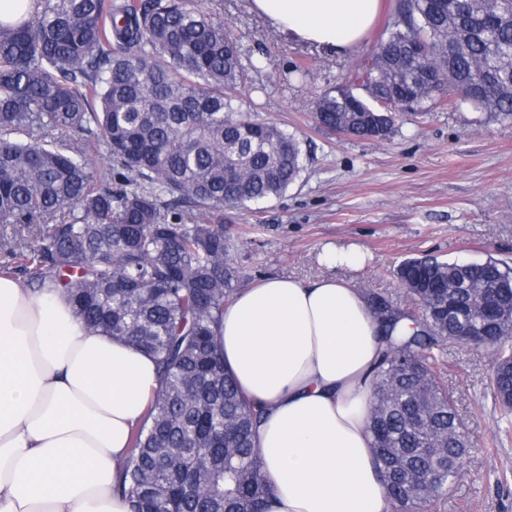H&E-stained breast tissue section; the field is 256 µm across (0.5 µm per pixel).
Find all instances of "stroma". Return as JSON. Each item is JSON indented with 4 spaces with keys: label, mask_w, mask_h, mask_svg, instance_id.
Segmentation results:
<instances>
[{
    "label": "stroma",
    "mask_w": 512,
    "mask_h": 512,
    "mask_svg": "<svg viewBox=\"0 0 512 512\" xmlns=\"http://www.w3.org/2000/svg\"><path fill=\"white\" fill-rule=\"evenodd\" d=\"M397 0L360 42L328 53L284 37L249 0H204L245 53L260 60L254 85L239 89L245 112L288 125L310 148L307 172L283 196L250 210H225L230 258L242 286L322 274L327 244L362 245L370 254L358 287L414 307L393 277L403 260L430 254L448 262L494 257L512 265V118L467 106L400 113L388 139H357L320 127V94L344 84L374 51ZM442 377L463 423L466 455L433 512H512V416H503L488 381L490 351L446 343Z\"/></svg>",
    "instance_id": "obj_1"
}]
</instances>
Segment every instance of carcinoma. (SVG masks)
<instances>
[{
  "mask_svg": "<svg viewBox=\"0 0 512 512\" xmlns=\"http://www.w3.org/2000/svg\"><path fill=\"white\" fill-rule=\"evenodd\" d=\"M394 16L374 67L317 99V124L386 139L398 113L446 96L512 116V0H398ZM259 70L199 0H38L0 23V224L46 226L24 247L3 244L0 270L62 289L85 327L145 348L161 374L122 466L130 512H266L273 495L253 441L263 411L216 341L243 277L224 208L277 199L307 170L296 132L235 104ZM77 128L87 141L64 143ZM456 272L466 287L450 295ZM394 276L422 313L367 293L385 344L368 428L390 512H428L465 441L434 350L464 323L481 329L501 394L512 344L472 291L497 288L512 313V267L425 256Z\"/></svg>",
  "mask_w": 512,
  "mask_h": 512,
  "instance_id": "carcinoma-1",
  "label": "carcinoma"
}]
</instances>
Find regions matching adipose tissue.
I'll return each mask as SVG.
<instances>
[{"mask_svg": "<svg viewBox=\"0 0 512 512\" xmlns=\"http://www.w3.org/2000/svg\"><path fill=\"white\" fill-rule=\"evenodd\" d=\"M294 39L352 48L381 0H252ZM240 392L265 409L255 445L269 512H387L367 426L383 345L354 282L273 277L217 330ZM160 379L153 357L83 328L55 288L0 273V512H128L115 488Z\"/></svg>", "mask_w": 512, "mask_h": 512, "instance_id": "adipose-tissue-1", "label": "adipose tissue"}]
</instances>
